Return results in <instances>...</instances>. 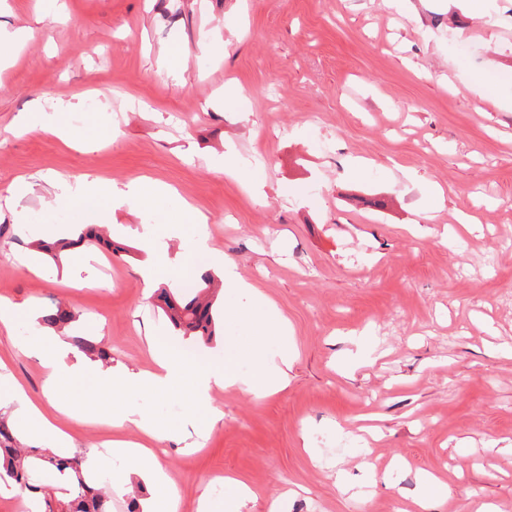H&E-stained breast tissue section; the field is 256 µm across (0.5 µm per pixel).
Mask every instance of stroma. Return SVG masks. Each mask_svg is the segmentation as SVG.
<instances>
[{
  "label": "stroma",
  "mask_w": 512,
  "mask_h": 512,
  "mask_svg": "<svg viewBox=\"0 0 512 512\" xmlns=\"http://www.w3.org/2000/svg\"><path fill=\"white\" fill-rule=\"evenodd\" d=\"M22 28L0 70V300L62 303L66 335L150 368L170 331L139 275L146 212L113 204L102 223L120 252L56 266L30 243L73 216L43 184L22 216L12 200L36 173L148 178L201 211L254 287L220 291L218 337L246 340L235 313L260 294L289 323L269 340L291 351L287 387L214 392L223 418L201 448L186 449L199 420L183 402L133 395L180 428L149 442L179 512L223 498L228 476L256 492L242 512H424L428 474L447 490L426 512H512V0L484 16L466 0H0V30ZM173 47L186 63L171 74ZM61 100L111 139L18 131L33 103ZM31 326L0 327V371L66 405L18 350ZM65 431L83 458L115 436Z\"/></svg>",
  "instance_id": "stroma-1"
}]
</instances>
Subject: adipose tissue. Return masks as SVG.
<instances>
[{"mask_svg":"<svg viewBox=\"0 0 512 512\" xmlns=\"http://www.w3.org/2000/svg\"><path fill=\"white\" fill-rule=\"evenodd\" d=\"M72 110V105L61 103L55 107L53 115L47 116L41 106H33L22 119L20 128L27 131L48 127L63 142H70L74 135L70 120ZM61 187L62 207L78 215L85 214L86 206L91 202L97 204L99 215H106L116 201L133 210H150L163 215L171 202L169 187L156 182H137L119 190L97 176L91 179L78 177L71 182L65 180ZM202 220L198 210L189 205L181 206L177 224L185 229L184 242L180 254L174 257L156 246L157 239L166 232L164 224L158 222L148 228L144 236L147 258L140 268L147 285L158 282L189 284L196 272L220 268L224 271L225 288L247 289V282L230 269L223 254L211 247L208 236L200 228ZM239 319L248 329V346L224 344L213 347L188 339L181 348L175 349L167 342L158 341L154 344L151 369L136 373L106 369L100 362L92 360L68 361L60 338L55 334L32 335L21 343L20 350L50 365L49 392L69 398L68 404L60 407V415L101 420L118 430L132 426L151 438L161 431L172 437L178 434V425L171 423L165 428H157L151 415L131 403V394L177 397L192 411L202 412L213 424L221 418L212 404L214 391L243 388L254 393H276L287 386V348H280L272 355L263 351V345L270 337L287 338V319L263 296L258 299L257 309L240 313ZM247 356L256 360L257 367L251 377L245 378L239 374L237 365L239 358ZM5 405L11 407L14 420L27 440L51 441L57 455L70 456L72 448L65 432L20 388L0 395V407ZM116 458L124 463L123 468L112 475V488L117 494L126 493L131 476H144L162 489L151 512H178V492L150 448L117 438L111 442L110 455L91 458L89 468L96 471L110 466Z\"/></svg>","mask_w":512,"mask_h":512,"instance_id":"adipose-tissue-1","label":"adipose tissue"}]
</instances>
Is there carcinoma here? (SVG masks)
Listing matches in <instances>:
<instances>
[{"instance_id":"cac0c4a2","label":"carcinoma","mask_w":512,"mask_h":512,"mask_svg":"<svg viewBox=\"0 0 512 512\" xmlns=\"http://www.w3.org/2000/svg\"><path fill=\"white\" fill-rule=\"evenodd\" d=\"M102 246L106 249L122 250L112 246V242L98 235L96 228L88 225L81 229L77 238H61L52 242L37 241L35 246L46 252L54 261L70 251L84 246ZM203 283L197 293L187 297L179 291L164 288L157 296L159 308L171 323L175 335L195 336L209 343L216 336L213 315L214 277L207 273L201 277ZM73 319V313L57 305L47 310L42 322L51 327H64ZM74 344L99 359L108 358V352L93 340L84 336L72 337ZM66 470L74 473L75 481L71 485V498L67 503V512H111V495L107 493L109 482L100 476L95 482H88L81 470L78 458H61L43 448L17 446L14 429L5 420H0V478L12 479L20 489L29 493L45 492L48 479L54 473Z\"/></svg>"}]
</instances>
